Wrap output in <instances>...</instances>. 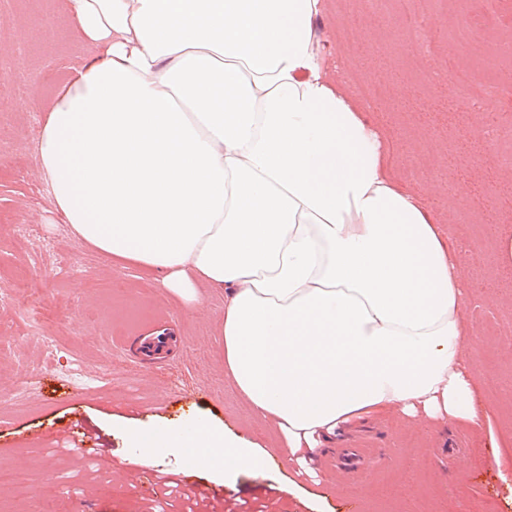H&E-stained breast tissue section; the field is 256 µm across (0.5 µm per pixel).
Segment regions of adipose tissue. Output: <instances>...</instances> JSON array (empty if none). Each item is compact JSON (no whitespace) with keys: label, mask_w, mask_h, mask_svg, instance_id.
<instances>
[{"label":"adipose tissue","mask_w":512,"mask_h":512,"mask_svg":"<svg viewBox=\"0 0 512 512\" xmlns=\"http://www.w3.org/2000/svg\"><path fill=\"white\" fill-rule=\"evenodd\" d=\"M91 45L45 102L35 154L54 211L181 300L224 292V371L314 474L344 427L393 411L481 426L463 341L472 257L396 187L393 128L317 46L327 0H60ZM151 458L258 472L206 423L130 430Z\"/></svg>","instance_id":"ef3b65f1"}]
</instances>
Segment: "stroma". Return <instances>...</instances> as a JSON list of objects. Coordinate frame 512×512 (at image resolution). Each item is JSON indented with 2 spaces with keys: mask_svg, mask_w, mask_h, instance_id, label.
I'll use <instances>...</instances> for the list:
<instances>
[{
  "mask_svg": "<svg viewBox=\"0 0 512 512\" xmlns=\"http://www.w3.org/2000/svg\"><path fill=\"white\" fill-rule=\"evenodd\" d=\"M426 6L427 41L402 26L393 0H329L316 30L327 57L338 59L348 84L377 82L380 123H396L408 150L398 164L400 187L420 193L443 224L463 230L484 279L501 277L493 255L498 225L512 235V160L505 145L476 137L483 109L450 97L435 73L480 67L495 57L494 109L512 115V57L495 56L512 29V0H447ZM0 26V512H512V300L476 297L465 308L473 337L469 362L490 426L403 420L394 413L349 430L319 461V476L298 475L282 453V437L255 415L224 375V348L215 332L224 295L203 289L186 309L152 275L107 262L78 242L53 212L36 162L39 112L87 51L71 41L56 0H11ZM481 19L486 33L459 45L456 31ZM56 31L48 41L32 26ZM358 27L361 38L347 42ZM24 224L34 241L19 249ZM58 337L47 353L32 323ZM174 342L158 359L139 352L144 336ZM81 373L69 376L72 363ZM189 426L204 420L266 448L262 475L242 473L214 483L181 448L155 452L160 477L140 489L144 467L121 426ZM98 437V453L70 454L74 425ZM368 446L363 457L351 451Z\"/></svg>",
  "mask_w": 512,
  "mask_h": 512,
  "instance_id": "35a3bbf8",
  "label": "stroma"
}]
</instances>
